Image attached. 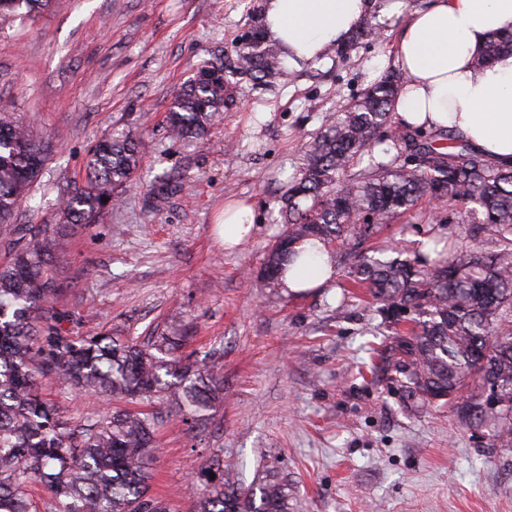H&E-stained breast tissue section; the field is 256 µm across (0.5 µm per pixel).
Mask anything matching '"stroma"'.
<instances>
[{
	"label": "stroma",
	"mask_w": 512,
	"mask_h": 512,
	"mask_svg": "<svg viewBox=\"0 0 512 512\" xmlns=\"http://www.w3.org/2000/svg\"><path fill=\"white\" fill-rule=\"evenodd\" d=\"M263 0H52L36 22L0 31V113L55 149L14 221L56 224L84 178L89 149L108 133L141 138L144 158L103 223L69 239L56 262L62 288L53 326L72 338L183 350L224 376V403L207 427L165 417L150 470L151 495L194 512L197 471L220 454L246 491L267 475L288 483L292 512H512V453L451 405L408 398L381 371L394 337L370 297L336 283L292 295L263 276L280 196L303 164L301 145L335 124L372 82L396 68L404 16L376 14L377 40L318 68L292 69L268 89L234 78L232 106L198 140H173L166 112L213 54L236 56L261 23ZM175 187L158 195L162 179ZM260 220L225 251L215 237L228 198ZM463 206L422 202L383 224L375 240L409 251L461 224ZM41 392L71 422L108 401L48 380Z\"/></svg>",
	"instance_id": "obj_1"
}]
</instances>
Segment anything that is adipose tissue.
I'll use <instances>...</instances> for the list:
<instances>
[{
	"instance_id": "ef3b65f1",
	"label": "adipose tissue",
	"mask_w": 512,
	"mask_h": 512,
	"mask_svg": "<svg viewBox=\"0 0 512 512\" xmlns=\"http://www.w3.org/2000/svg\"><path fill=\"white\" fill-rule=\"evenodd\" d=\"M372 8L371 0H266L264 30L290 66L323 64ZM512 29V0H433L410 13L399 35L402 85L393 110L422 129L453 130L486 157L512 166V55L480 67L477 54L495 33ZM250 202L224 203L220 242L231 250L253 233ZM336 256L324 244L309 248L280 285L288 294L332 287Z\"/></svg>"
}]
</instances>
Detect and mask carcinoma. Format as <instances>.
<instances>
[{"label": "carcinoma", "mask_w": 512, "mask_h": 512, "mask_svg": "<svg viewBox=\"0 0 512 512\" xmlns=\"http://www.w3.org/2000/svg\"><path fill=\"white\" fill-rule=\"evenodd\" d=\"M50 0H0V29L35 18ZM281 48L252 35L230 63L205 61L170 102L167 124L176 138H200L232 100L228 75L265 84L285 81ZM512 55V30L493 35L478 66ZM402 81L393 70L366 87L336 125L307 146L299 174L281 197L286 229L268 253L264 271L277 281L293 265L296 247L361 240L385 220L423 199L464 201L467 223L488 232L491 247L458 249L454 237L401 258L384 251L351 252L349 278L392 319L395 371L407 395L456 406L471 425L491 427L512 447V166L485 157L462 136L410 126L390 129L391 106ZM389 140L391 161L370 159ZM53 149L22 122L0 113V241L10 259L0 265V512H32L29 483L50 494L46 512H168L148 489V466L158 447L162 411L205 425L224 401V376L178 352L185 336H158L149 347L117 336L76 340L49 326L60 293L56 259L74 230L106 217L118 191L139 166L140 140L108 135L85 159V183L67 192L59 224L14 223L15 212ZM106 201H101V198ZM171 380H166V377ZM43 377L109 400L150 406L120 409L73 424L39 393ZM497 387L502 405H486ZM206 486L195 512H289L278 477L260 499L230 484L219 455L200 470Z\"/></svg>", "instance_id": "1"}]
</instances>
